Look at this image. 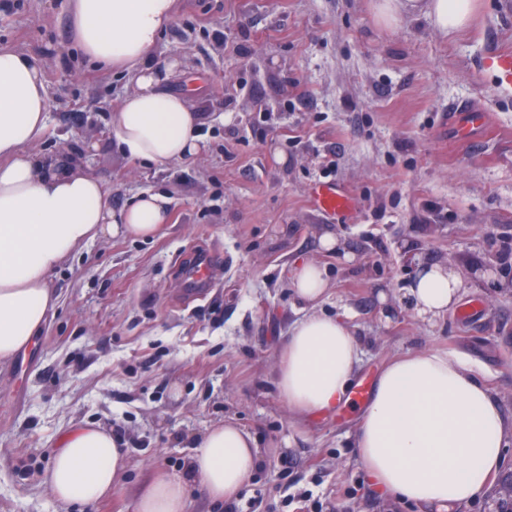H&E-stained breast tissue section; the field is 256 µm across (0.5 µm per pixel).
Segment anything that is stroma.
I'll return each mask as SVG.
<instances>
[{
  "label": "stroma",
  "mask_w": 512,
  "mask_h": 512,
  "mask_svg": "<svg viewBox=\"0 0 512 512\" xmlns=\"http://www.w3.org/2000/svg\"><path fill=\"white\" fill-rule=\"evenodd\" d=\"M375 2L179 0L153 60L182 62L208 147L166 167L119 153L126 80L74 47L62 0L0 9V46L45 66L33 151L83 158L113 208L148 190L173 200L160 234L97 238L62 264L36 344L0 366V512H135L141 484L180 472L225 419L252 433L261 464L230 500L193 493L191 512H419L374 487L355 447L359 408L290 431L272 364L300 315L282 271L305 256L330 280L320 310L361 343L358 378L396 355H459L512 416V87L483 67L512 47V0H477L473 23L448 35L426 15L383 23ZM461 105L488 126L461 135L449 120ZM317 183L351 209L316 210ZM326 232L338 250H322ZM203 243L224 264L187 304L174 264ZM440 262L463 293L424 322L403 293L417 265ZM81 424L119 434L126 469L109 497L65 507L44 476L59 436Z\"/></svg>",
  "instance_id": "35a3bbf8"
}]
</instances>
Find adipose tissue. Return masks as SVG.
Wrapping results in <instances>:
<instances>
[{"instance_id": "ef3b65f1", "label": "adipose tissue", "mask_w": 512, "mask_h": 512, "mask_svg": "<svg viewBox=\"0 0 512 512\" xmlns=\"http://www.w3.org/2000/svg\"><path fill=\"white\" fill-rule=\"evenodd\" d=\"M177 0H63L74 45L90 62L129 77L112 119L118 149L166 166L202 154V116L175 89L178 62L158 66L152 54L172 23ZM473 0H378L388 24L423 13L442 33L463 28ZM50 101L34 55L0 47V363L28 349L56 303L51 278L79 247L97 237H149L168 221L171 199L145 192L113 209L101 182L82 163L34 154ZM285 277L304 314L277 351L274 383L294 427L348 400L362 348L350 324L319 311L330 282L311 258L293 261ZM450 264H430L405 290L415 315L433 321L461 297ZM512 435L496 394L464 357L442 352L394 356L378 374L358 425L356 446L375 486L430 512H456L482 495L502 465ZM119 439L96 425L58 440L45 478L64 505L89 506L106 496L123 468ZM261 460L255 437L227 421L207 428L179 473H157L139 492L136 512H189L192 487L214 502L236 496Z\"/></svg>"}]
</instances>
